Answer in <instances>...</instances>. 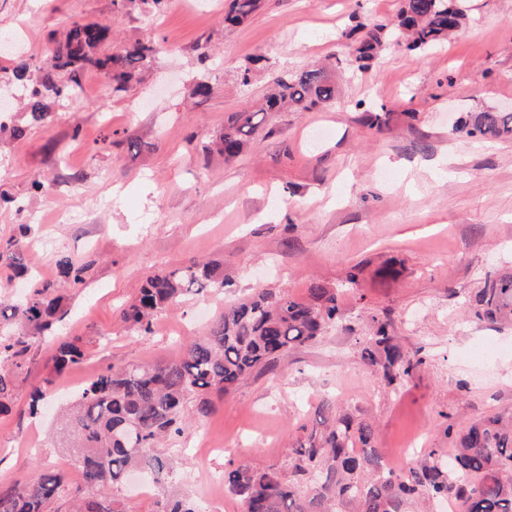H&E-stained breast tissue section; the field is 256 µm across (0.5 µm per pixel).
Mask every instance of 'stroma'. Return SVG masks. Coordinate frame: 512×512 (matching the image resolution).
I'll list each match as a JSON object with an SVG mask.
<instances>
[{
  "mask_svg": "<svg viewBox=\"0 0 512 512\" xmlns=\"http://www.w3.org/2000/svg\"><path fill=\"white\" fill-rule=\"evenodd\" d=\"M195 2L155 16L117 10L112 0H0V32L21 38L39 64L54 34L81 17L158 49L127 92L108 93L104 75L89 69L79 100L54 109L48 125L18 139L0 133V240L29 225L45 248L28 265L51 280L58 254L93 262L86 285L68 293L58 335L80 338L85 361L54 377L55 391L112 363L179 355L226 301L282 289L303 300L315 281L335 289L342 328L214 396L207 418L182 424L179 447H195L206 431L224 440L207 470L190 459L178 466L176 488L211 496L204 512H241L230 493L212 495L209 476L232 460L281 463L324 397L372 420L377 447L395 460L410 439L449 448L448 425L512 407V327L463 307L486 272L512 271V139L452 131L466 112H512V0H461L464 24L447 43L387 50L362 73L338 72L329 106L265 115L230 164L205 148L267 85L258 73L241 87V66L263 54L272 68H303L339 52L356 25L394 18L400 0H263L231 28L222 23L226 0ZM200 81L212 87L202 99L192 94ZM367 111L381 113V125L367 124ZM39 175L56 202L31 191ZM192 260L223 266L230 292L186 296L157 315L151 336L138 337L122 308L148 276ZM372 314L425 359L394 388L361 357ZM58 337L32 348L21 390L51 375ZM63 456L53 417H0V484L61 469Z\"/></svg>",
  "mask_w": 512,
  "mask_h": 512,
  "instance_id": "stroma-1",
  "label": "stroma"
}]
</instances>
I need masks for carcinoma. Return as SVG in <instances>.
Wrapping results in <instances>:
<instances>
[{
    "label": "carcinoma",
    "mask_w": 512,
    "mask_h": 512,
    "mask_svg": "<svg viewBox=\"0 0 512 512\" xmlns=\"http://www.w3.org/2000/svg\"><path fill=\"white\" fill-rule=\"evenodd\" d=\"M120 10L140 4L159 14L168 0H112ZM260 0H230L224 24L247 20ZM464 19L455 0H402L396 18L359 25L362 34L341 45L338 64L352 72L368 69L385 48L429 51L444 42ZM109 27L73 21L56 43L52 62L41 66L15 55L7 80L24 105L20 121L42 126L54 104L78 99L80 75L89 68L104 73L112 92H125L152 63L158 49L135 41L108 44ZM267 69V59L254 57L240 70L243 86L252 71ZM264 102L234 112L214 142L228 164L238 159L259 128L257 117L283 109L306 112L333 101L336 83L325 66L295 72L272 70ZM454 133L469 138H512V112H467ZM29 228L0 242V268L20 277L28 272L25 252ZM90 260L63 256L58 279H27L24 295L0 302V415L12 413L19 376L35 343L64 316L69 288L86 284ZM228 282L220 265L191 261L149 277L138 300L122 309V319L145 338L155 317L180 304L188 294L224 292ZM310 300L282 290L261 291L224 305V313L206 335L186 344L182 357L169 362L112 364L89 380L66 406L64 448L82 471L74 485L66 472H40L21 483L0 485V512H133L109 490L121 486L128 473L142 471L161 489L158 512H201L186 492H169L177 462L159 448L161 440L182 433L187 411L204 419L212 411L213 394L230 392L241 380L275 364L288 352L315 342L338 324L336 291L314 282ZM478 320L512 324V275L489 274L483 287L465 301ZM371 330L361 356L387 387L398 385L424 364L420 350H410L390 334L389 323L367 317ZM85 351L79 340H62L52 357L53 372L80 365ZM54 384L46 378L29 394L28 411L39 412ZM316 424L304 431L282 465L229 463L224 489L237 498L242 512H421L419 504L446 499L455 512H512V410L472 422L457 433L450 456L425 448L414 462L388 466L374 447L375 427L339 411L336 401L321 400Z\"/></svg>",
    "instance_id": "carcinoma-1"
}]
</instances>
